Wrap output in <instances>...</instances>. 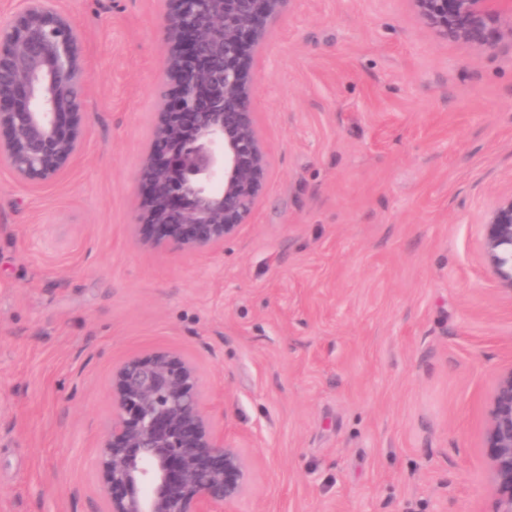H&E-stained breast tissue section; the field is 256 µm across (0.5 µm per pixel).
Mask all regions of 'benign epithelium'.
Wrapping results in <instances>:
<instances>
[{
	"label": "benign epithelium",
	"mask_w": 512,
	"mask_h": 512,
	"mask_svg": "<svg viewBox=\"0 0 512 512\" xmlns=\"http://www.w3.org/2000/svg\"><path fill=\"white\" fill-rule=\"evenodd\" d=\"M446 42L493 56L512 45V0H409ZM288 0H167L159 35L173 88L157 112L137 177L138 221L157 251L224 249L257 210L267 150L253 112L254 53ZM88 80L79 35L58 0H26L0 30V164L25 185L55 179L78 157ZM484 255L512 291V195L485 219ZM112 420L97 458L105 512H224L249 490L252 461L215 429L196 364L175 351L112 372ZM487 447L512 512V368L496 378Z\"/></svg>",
	"instance_id": "obj_1"
}]
</instances>
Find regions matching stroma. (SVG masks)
Returning a JSON list of instances; mask_svg holds the SVG:
<instances>
[{
  "mask_svg": "<svg viewBox=\"0 0 512 512\" xmlns=\"http://www.w3.org/2000/svg\"><path fill=\"white\" fill-rule=\"evenodd\" d=\"M81 154L0 166V512H103L112 370L176 350L253 462L233 512H495L489 399L512 292L483 249L512 194V48L408 0H290L251 71L271 174L222 252L155 253L136 179L169 90L165 0H60Z\"/></svg>",
  "mask_w": 512,
  "mask_h": 512,
  "instance_id": "1",
  "label": "stroma"
}]
</instances>
